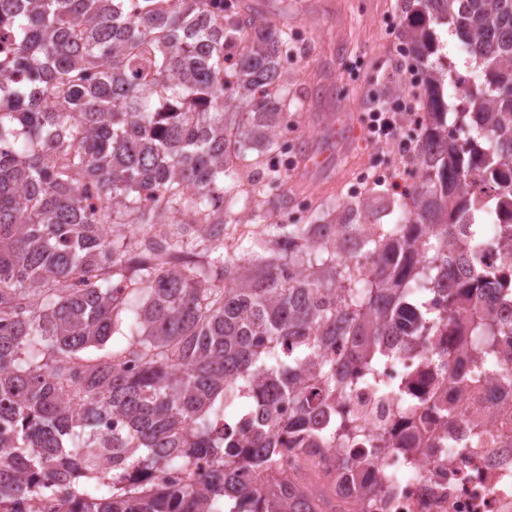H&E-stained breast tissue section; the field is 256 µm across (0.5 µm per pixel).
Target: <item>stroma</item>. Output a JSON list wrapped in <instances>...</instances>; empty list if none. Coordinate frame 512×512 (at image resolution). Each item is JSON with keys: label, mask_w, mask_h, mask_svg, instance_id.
<instances>
[{"label": "stroma", "mask_w": 512, "mask_h": 512, "mask_svg": "<svg viewBox=\"0 0 512 512\" xmlns=\"http://www.w3.org/2000/svg\"><path fill=\"white\" fill-rule=\"evenodd\" d=\"M268 19L287 25L294 48L286 73L292 97L288 137L296 144L288 169L289 198L344 202L356 195L359 176L377 147L366 132L345 138L348 123H360L370 97L402 94L409 80L393 49L398 0H245ZM286 13H279L280 4ZM329 162L316 171L310 154Z\"/></svg>", "instance_id": "stroma-1"}]
</instances>
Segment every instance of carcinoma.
I'll list each match as a JSON object with an SVG mask.
<instances>
[{"label":"carcinoma","mask_w":512,"mask_h":512,"mask_svg":"<svg viewBox=\"0 0 512 512\" xmlns=\"http://www.w3.org/2000/svg\"><path fill=\"white\" fill-rule=\"evenodd\" d=\"M400 14L427 91L411 203L372 225L373 191L299 224L274 220L272 193L287 26L234 0H0L14 39L0 50V512H311L284 487L280 435L341 420L333 398L383 339L436 331L423 305L451 266L450 328L486 276L512 291V221L489 230L469 182L478 165L512 198V0H401ZM442 27L470 43L476 90ZM229 194L270 223L252 239L273 260L216 253L242 223ZM491 251L504 268L486 269ZM472 329L482 370L512 326ZM258 380L262 425L238 438L224 420ZM109 414L124 428L102 434ZM201 455L212 465L188 484H130Z\"/></svg>","instance_id":"cac0c4a2"}]
</instances>
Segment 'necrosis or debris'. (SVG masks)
<instances>
[{
    "label": "necrosis or debris",
    "mask_w": 512,
    "mask_h": 512,
    "mask_svg": "<svg viewBox=\"0 0 512 512\" xmlns=\"http://www.w3.org/2000/svg\"><path fill=\"white\" fill-rule=\"evenodd\" d=\"M471 322L461 314L410 351L383 341L377 370L357 366L345 402L379 442L341 448L331 418L319 417L320 438L283 457V478L343 512H512V336L474 373Z\"/></svg>",
    "instance_id": "necrosis-or-debris-1"
}]
</instances>
